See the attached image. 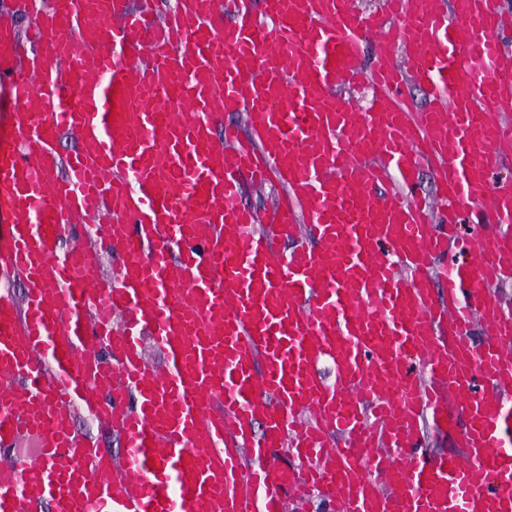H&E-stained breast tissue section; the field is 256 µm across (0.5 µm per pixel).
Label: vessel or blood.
I'll list each match as a JSON object with an SVG mask.
<instances>
[{
  "label": "vessel or blood",
  "instance_id": "b4317fda",
  "mask_svg": "<svg viewBox=\"0 0 512 512\" xmlns=\"http://www.w3.org/2000/svg\"><path fill=\"white\" fill-rule=\"evenodd\" d=\"M20 6L24 30L0 25V512H284L305 489L329 512H512V10ZM365 84L368 105L337 94ZM273 181L264 221L243 189ZM429 421L461 454L423 451ZM78 427L88 431L99 441L100 447L105 448L112 454H117L120 451L119 440L108 428L100 425L96 420L82 415L78 420Z\"/></svg>",
  "mask_w": 512,
  "mask_h": 512
}]
</instances>
